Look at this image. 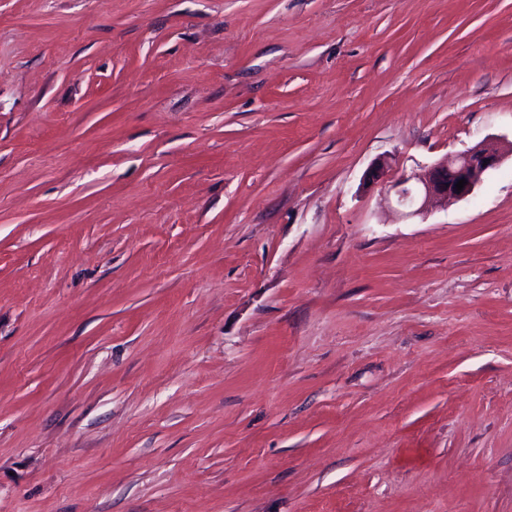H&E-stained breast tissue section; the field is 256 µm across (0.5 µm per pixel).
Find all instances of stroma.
Instances as JSON below:
<instances>
[{
	"label": "stroma",
	"mask_w": 512,
	"mask_h": 512,
	"mask_svg": "<svg viewBox=\"0 0 512 512\" xmlns=\"http://www.w3.org/2000/svg\"><path fill=\"white\" fill-rule=\"evenodd\" d=\"M512 0H0V512H512ZM509 155H512V143L500 145L481 141L433 165L397 178L390 173L388 159L383 158L366 177L369 182L381 183L386 195H393L397 206L409 209L403 213L405 217H413L422 215L433 204L469 198L483 175ZM461 179H465L467 184L457 193L456 184Z\"/></svg>",
	"instance_id": "obj_1"
}]
</instances>
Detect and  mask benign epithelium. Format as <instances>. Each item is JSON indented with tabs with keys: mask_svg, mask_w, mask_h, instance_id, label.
Here are the masks:
<instances>
[{
	"mask_svg": "<svg viewBox=\"0 0 512 512\" xmlns=\"http://www.w3.org/2000/svg\"><path fill=\"white\" fill-rule=\"evenodd\" d=\"M512 155V143L500 145L481 141L466 150L449 155L437 163L395 178L388 159H381L367 173V180L384 186L387 196L406 209L404 216L424 213L431 205L461 201L473 195L483 175ZM467 184L456 189L459 180Z\"/></svg>",
	"mask_w": 512,
	"mask_h": 512,
	"instance_id": "benign-epithelium-1",
	"label": "benign epithelium"
}]
</instances>
